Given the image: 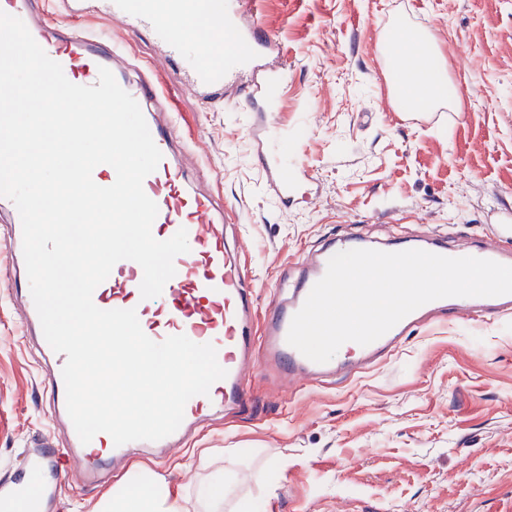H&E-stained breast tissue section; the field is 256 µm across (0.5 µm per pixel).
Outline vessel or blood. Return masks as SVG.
I'll use <instances>...</instances> for the list:
<instances>
[{"mask_svg": "<svg viewBox=\"0 0 512 512\" xmlns=\"http://www.w3.org/2000/svg\"><path fill=\"white\" fill-rule=\"evenodd\" d=\"M190 0H98L101 14L118 22L127 32L149 31L164 58L178 62V74L200 93L216 98L223 94L226 81L245 72L262 47L270 43L267 34L239 25L238 18L249 0H207L205 16L209 26L223 27L230 41L221 65L209 66L204 58L209 51L208 39H196L182 25ZM0 10L19 17L47 55L58 62L66 78L77 85L96 84L100 68L115 69L121 61L120 51L111 39L81 26L65 35H57L32 6V0H0ZM119 85L139 104L151 136L163 158L157 169L143 182L146 195L158 206L152 225L156 239L171 238L186 229L190 250L174 260L176 273L160 296L141 299V266L131 260L117 262L109 277L93 292L94 304L103 310L135 308L143 332L160 342L172 335L200 337L217 350V360L226 369L224 379L214 382L208 395L191 398L184 419L171 435L158 440L162 451L172 452L185 446L192 429L224 410L243 404L247 382L256 366L263 364L278 371L289 381L304 386L324 383L338 375H351L393 353L409 330L433 310L452 318L490 322L512 313V294L495 297H450L429 302L398 322L381 338L362 346L350 344L343 359L316 363L287 342L293 316L299 311L314 284L336 253L359 248L356 238L334 242L318 256L305 273L300 286L275 294L270 300L262 323L254 321V294L248 285L249 275L238 258V246L229 244L227 213L214 194L190 186L186 180V154L173 134L177 117L159 120L166 96L153 75L138 82L119 78ZM288 133L279 128L264 130L260 145L272 150L266 164L279 200L294 202L308 171L288 151ZM14 285L24 292L21 316L23 338L48 368L45 379L50 395L52 417L62 424L68 443L56 447L42 443L40 461L56 466L65 481L87 487L100 481L108 462H120L131 449L130 444L109 446L98 454L89 453L73 426L66 408L62 378L65 354L46 342L32 298L29 280L19 273Z\"/></svg>", "mask_w": 512, "mask_h": 512, "instance_id": "1", "label": "vessel or blood"}]
</instances>
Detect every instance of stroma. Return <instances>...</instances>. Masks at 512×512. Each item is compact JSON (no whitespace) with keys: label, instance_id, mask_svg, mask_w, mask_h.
Returning <instances> with one entry per match:
<instances>
[{"label":"stroma","instance_id":"stroma-1","mask_svg":"<svg viewBox=\"0 0 512 512\" xmlns=\"http://www.w3.org/2000/svg\"><path fill=\"white\" fill-rule=\"evenodd\" d=\"M423 30L457 87L454 107L398 105L375 44L394 21ZM243 25L275 35L290 66L279 118L288 149L313 176L310 202L284 207L256 152L253 114L238 87L196 97L159 61L149 32L91 19L125 53L126 73L158 76L197 155L187 174L221 196L229 239L258 309L295 285L298 261L352 232L372 248L442 239L469 250L492 239L490 208L512 207V0H256ZM20 301L0 278V490L37 488L44 512H85L101 491L60 490L28 460L52 433L45 377L25 352ZM256 369L255 404L199 429L187 448L132 451L177 489L194 491L202 458L225 467L224 512H512V316L440 318L412 328L375 367L306 389ZM287 468H277L279 459Z\"/></svg>","mask_w":512,"mask_h":512}]
</instances>
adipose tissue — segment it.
I'll use <instances>...</instances> for the list:
<instances>
[{
	"instance_id": "1",
	"label": "adipose tissue",
	"mask_w": 512,
	"mask_h": 512,
	"mask_svg": "<svg viewBox=\"0 0 512 512\" xmlns=\"http://www.w3.org/2000/svg\"><path fill=\"white\" fill-rule=\"evenodd\" d=\"M422 39V33L411 28L399 29L393 37L384 38L394 77L403 80L411 99L420 107L455 101L458 92L449 85L438 63H431L424 70L407 71L406 64L414 57ZM134 485L146 491L136 502L130 495ZM86 512H224V477L210 475L194 493L188 494L173 489L163 477L136 464L97 500L89 503Z\"/></svg>"
}]
</instances>
